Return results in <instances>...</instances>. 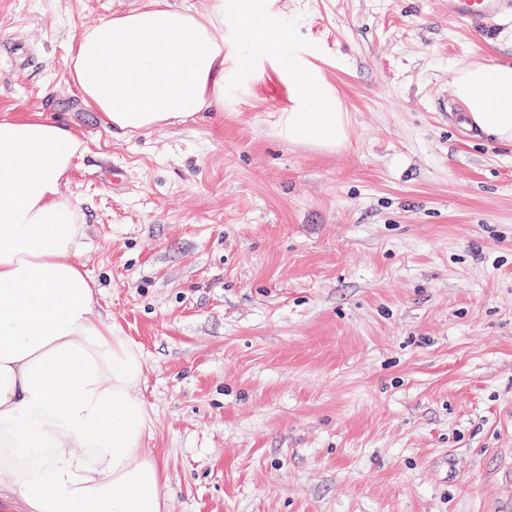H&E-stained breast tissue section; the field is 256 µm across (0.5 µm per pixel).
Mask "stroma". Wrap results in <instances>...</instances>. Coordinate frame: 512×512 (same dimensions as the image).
<instances>
[{
  "label": "stroma",
  "mask_w": 512,
  "mask_h": 512,
  "mask_svg": "<svg viewBox=\"0 0 512 512\" xmlns=\"http://www.w3.org/2000/svg\"><path fill=\"white\" fill-rule=\"evenodd\" d=\"M224 109L124 134L70 75L83 30L142 0H0V113L83 142L66 192L101 316L140 349L170 512H494L512 495V143L454 82L512 63L447 0H269ZM336 93L333 150L278 133L288 68Z\"/></svg>",
  "instance_id": "stroma-1"
}]
</instances>
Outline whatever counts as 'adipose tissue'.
<instances>
[{"label": "adipose tissue", "instance_id": "1", "mask_svg": "<svg viewBox=\"0 0 512 512\" xmlns=\"http://www.w3.org/2000/svg\"><path fill=\"white\" fill-rule=\"evenodd\" d=\"M289 73L282 135L342 143L347 115L321 76ZM71 77L124 133L223 109L224 24L145 0L82 32ZM454 92L466 126L512 143V65L460 67ZM82 151L63 124L0 114V490L15 512H170L165 467L145 446L142 354L97 312L70 259L85 227L65 187Z\"/></svg>", "mask_w": 512, "mask_h": 512}]
</instances>
